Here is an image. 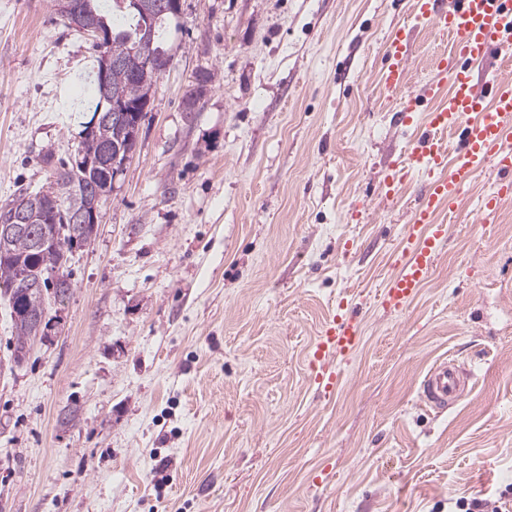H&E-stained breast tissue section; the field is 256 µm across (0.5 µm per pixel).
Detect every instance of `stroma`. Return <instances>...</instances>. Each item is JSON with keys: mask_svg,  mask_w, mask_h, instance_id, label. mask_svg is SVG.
Returning <instances> with one entry per match:
<instances>
[{"mask_svg": "<svg viewBox=\"0 0 512 512\" xmlns=\"http://www.w3.org/2000/svg\"><path fill=\"white\" fill-rule=\"evenodd\" d=\"M411 5L181 0L135 155L19 365L0 298V512H512V201L475 222L491 166L406 309L380 302L419 190L383 181L446 99L448 42L423 27L412 124L383 87ZM96 56L51 0H0V204L73 154ZM341 303L361 339L325 397L310 350ZM445 357L470 380L438 412L419 388Z\"/></svg>", "mask_w": 512, "mask_h": 512, "instance_id": "35a3bbf8", "label": "stroma"}]
</instances>
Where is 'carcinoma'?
Here are the masks:
<instances>
[{"label":"carcinoma","mask_w":512,"mask_h":512,"mask_svg":"<svg viewBox=\"0 0 512 512\" xmlns=\"http://www.w3.org/2000/svg\"><path fill=\"white\" fill-rule=\"evenodd\" d=\"M84 12L96 21L103 30L111 32L112 40L108 49L115 59L127 58L133 44L144 37L152 41L153 51L158 55L168 54L163 47L165 25L173 18L168 13L151 19L146 18L133 7V0H83ZM93 101L89 112H110V103L128 104L149 103L151 87L143 83L132 70L125 66L112 68L108 75L106 91L100 89V76L93 81ZM141 112H123L111 120L98 124L95 128L83 125L81 141L74 158L54 171L59 185V203L48 208L40 192L20 189L13 195L12 201L21 202L25 218L34 226V233L13 237L6 250L0 251V287L8 297L10 318L14 329L13 355L21 361L29 351L32 327L21 310L45 313L48 311L45 292L53 291L54 298L68 296L72 282L65 268L73 246L83 241L48 240L38 243V233L48 224L70 223L72 199L66 195L65 188L75 184L91 192H99L102 201H107L112 193V183L102 176V172L114 165H120L125 154H133L136 143L131 139L137 122L141 121ZM29 268L32 275L43 281L44 288L24 294L15 285L16 267Z\"/></svg>","instance_id":"carcinoma-1"}]
</instances>
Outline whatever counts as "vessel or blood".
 <instances>
[{
  "label": "vessel or blood",
  "instance_id": "b4317fda",
  "mask_svg": "<svg viewBox=\"0 0 512 512\" xmlns=\"http://www.w3.org/2000/svg\"><path fill=\"white\" fill-rule=\"evenodd\" d=\"M415 23L449 40V49L435 65L432 90H447L446 103L428 115L421 145L410 156L396 157L384 182L386 197H394L407 178L419 176L421 189L411 222L396 250V272L386 282L383 302L403 310L426 282L435 259L448 240L442 210H455L466 185L484 164L497 170V189L484 196L479 223L492 224L501 203L512 198V0H413ZM409 28H400L387 50L383 83L387 92L404 94V122H412L414 100L406 96ZM497 53L501 66L486 62ZM458 130L459 143L448 150L442 136ZM361 322L347 309L329 316L311 354L312 383L324 394L334 392L340 374L335 360L357 346ZM465 373L443 359L425 376L421 398L432 408L447 409L465 387Z\"/></svg>",
  "mask_w": 512,
  "mask_h": 512
}]
</instances>
